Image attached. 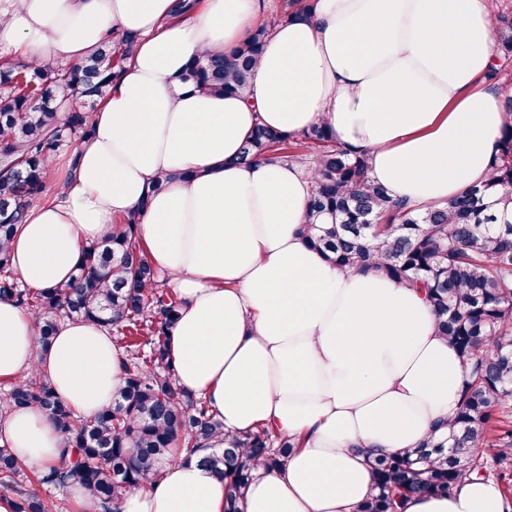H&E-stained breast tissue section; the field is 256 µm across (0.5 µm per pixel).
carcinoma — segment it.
<instances>
[{"label":"carcinoma","instance_id":"1","mask_svg":"<svg viewBox=\"0 0 512 512\" xmlns=\"http://www.w3.org/2000/svg\"><path fill=\"white\" fill-rule=\"evenodd\" d=\"M313 8L314 0H296L292 10L261 24L229 52L196 61L182 80L247 95L272 28ZM130 46L129 38L117 35L81 64L38 67L0 59V296L33 316L43 347L61 319L108 313V326L127 353L114 404L94 417H76L37 375L11 383L6 403L11 410L41 408L75 449L70 464L37 473L35 480L42 486L80 485L93 504L84 512H114L123 492L156 478L173 456L188 459L201 444L221 441L224 447L213 449L207 463L224 481V512H240L256 464L282 466L294 444L264 426L228 440L216 413L179 387L166 346L179 302L161 288L136 216L84 246L77 272L63 288H24L10 264L7 244L28 206L50 199L49 159L92 131L89 113L63 112L61 106L104 99ZM494 52L503 62L512 59L511 17H500ZM310 150L314 182L303 226L308 242L338 266L378 270L399 284L425 288L442 334L468 368L447 437L370 463L375 493L359 512H403L409 494L449 495L467 476L489 477L487 459L512 461V429L494 427L509 419L512 407V121L482 187L421 210L375 185L367 158L347 154L323 125L298 136L258 126L240 161L305 160ZM23 470L12 451L0 446V485L14 493L13 512H51L37 489L18 482Z\"/></svg>","mask_w":512,"mask_h":512}]
</instances>
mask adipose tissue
<instances>
[{
	"label": "adipose tissue",
	"mask_w": 512,
	"mask_h": 512,
	"mask_svg": "<svg viewBox=\"0 0 512 512\" xmlns=\"http://www.w3.org/2000/svg\"><path fill=\"white\" fill-rule=\"evenodd\" d=\"M0 0V46L48 65L134 43L91 115L49 203L9 243L34 289L70 283L83 247L129 215L164 288L180 302L168 352L183 390L228 432L263 425L298 440L258 467L241 512H357L369 458L448 434L465 368L426 291L332 264L301 233L312 171L242 163L255 126L298 135L328 125L372 180L416 205L482 185L504 125L486 0H317L266 39L248 96L183 82L189 64L246 40L261 0ZM123 349L102 323L64 320L40 347L31 315L0 299V382L48 379L79 417L110 407ZM0 445L45 470L70 457L35 406L0 421ZM207 450L126 491L121 512H224ZM404 512H505L500 487L467 480L448 496L409 495Z\"/></svg>",
	"instance_id": "obj_1"
}]
</instances>
